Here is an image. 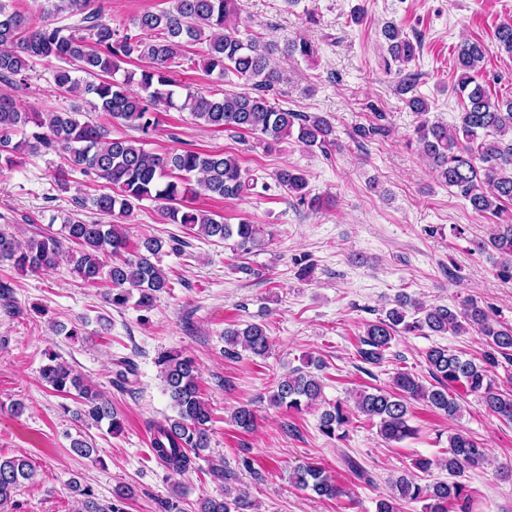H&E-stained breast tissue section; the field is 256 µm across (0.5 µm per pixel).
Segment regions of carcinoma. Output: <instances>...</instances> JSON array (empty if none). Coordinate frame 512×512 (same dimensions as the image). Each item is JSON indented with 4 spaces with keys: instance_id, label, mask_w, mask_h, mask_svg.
<instances>
[{
    "instance_id": "cac0c4a2",
    "label": "carcinoma",
    "mask_w": 512,
    "mask_h": 512,
    "mask_svg": "<svg viewBox=\"0 0 512 512\" xmlns=\"http://www.w3.org/2000/svg\"><path fill=\"white\" fill-rule=\"evenodd\" d=\"M10 2L0 0V82H11L12 77L28 71L35 60L63 61L66 66L53 73L58 87L80 93L93 109L146 135L158 126L160 109L175 106L177 82L172 66L200 45L207 73L215 72L221 78L232 73L252 83L253 92H224L220 97L187 92L178 108L189 111L198 124L238 134L260 133L274 142L294 135L306 146L321 150L336 144L334 128L326 118L285 109L275 98L284 74L274 57L297 53L313 61L318 47L302 38L282 48L274 40L241 39L236 27V0H169L170 8L143 12L121 29L102 21V0H48L54 13L82 16L86 36L66 26L36 21L10 9ZM381 34L393 62L406 65L416 60L419 40L409 38L392 22ZM495 45L512 54L511 22L497 27ZM488 52L480 41L460 44L456 51L459 76L454 87L464 100L459 125L450 130L446 123L424 120L417 134L436 179L457 189L474 213L500 218L512 204V99H491L480 81ZM132 60L144 63L140 73L130 72L117 79L121 64ZM130 84L137 85V90H129ZM78 114V108L71 112H23L8 94H0V169L21 164L28 155L53 150L63 154L67 162V169L58 173L61 189H68L67 176L76 171L105 182V187L94 194L73 199L75 210L63 219L57 234H38L22 244L8 228L0 226V265L39 273L64 262L85 285L109 284L105 293L109 305L120 308L133 300L137 307L149 311L157 295L168 288L167 277L152 261L161 252L163 241L155 236L141 237L132 248L125 225L88 222L79 212L89 208L100 215L121 218L129 216L144 199L160 201L171 223L194 229L206 239H232L234 247L245 253L268 234L260 224L247 220L226 224L224 217L188 205L200 190L223 199L251 194L258 178L243 169L236 157L189 148L163 155L152 153L136 139L113 137L100 123L80 121ZM29 127L34 131L27 132ZM272 179L300 203L319 206L317 199L308 197L307 180L300 171L281 168ZM473 246L480 252L489 247L496 250L500 256L498 276L512 279V223L496 225L489 239L475 240ZM468 327L482 335L491 348L483 362L434 346L427 350L426 361L435 385L427 387L410 373L398 372L393 390L357 393L355 410L340 403L324 410L320 431L329 438L334 436L356 412L375 422L385 441L400 442L415 433L408 418L410 401L423 400L454 417L461 406L450 390L457 386L475 396L489 413L512 423V393L499 391L489 370L497 364L498 354L512 360V325L495 320L474 301L458 311L448 306H419L400 294L384 316L366 325L358 354L362 360L377 364L402 331L426 328L436 335L459 334ZM224 342L255 356H263L270 349L268 329L261 322L224 329ZM48 360L40 370L46 385L58 392L76 391L84 417L97 424L107 423L114 434L122 431L123 422L111 400L84 383L58 354L48 353ZM157 364L176 415L150 427L152 451L170 473L180 475L191 468L192 456L209 447L211 409L200 395L199 367L193 357L167 353ZM321 399L320 378L299 368L279 377L269 396L271 405L293 412L310 408ZM233 421L238 428L251 430L255 425L253 409L248 405L237 408ZM484 459L481 443L454 433L448 436L445 461L450 479L422 486L400 476L394 483L395 492L377 500L375 512H401L402 504L417 502L422 503L421 512H471V497L457 477ZM33 476L25 456L0 457V512H8L14 493ZM291 482L320 497L344 494L316 464L295 470ZM72 489L84 497L80 512H122L119 503L132 495L128 486L118 485L112 489V500L102 504L90 490L76 484ZM250 508L246 498L232 497L226 490L218 498H204L199 512H246Z\"/></svg>"
}]
</instances>
